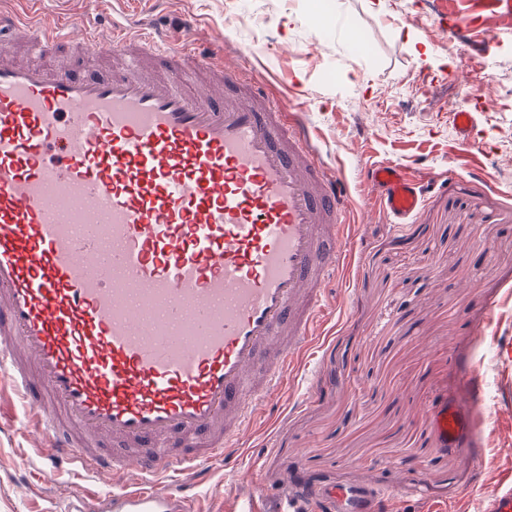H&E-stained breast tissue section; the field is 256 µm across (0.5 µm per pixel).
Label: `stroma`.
<instances>
[{
  "label": "stroma",
  "instance_id": "35a3bbf8",
  "mask_svg": "<svg viewBox=\"0 0 512 512\" xmlns=\"http://www.w3.org/2000/svg\"><path fill=\"white\" fill-rule=\"evenodd\" d=\"M125 8L175 31L195 25L244 78L302 109L324 165L344 180L355 233L336 312L295 386L181 512H275L294 490L364 480L388 492L374 512H483L512 478V14L491 15L489 0ZM453 105L473 114L469 140ZM380 162L438 177L400 230L367 206L364 172ZM472 393L461 440L426 430V412ZM25 418L1 391L0 512H65L67 492L93 481L47 467Z\"/></svg>",
  "mask_w": 512,
  "mask_h": 512
}]
</instances>
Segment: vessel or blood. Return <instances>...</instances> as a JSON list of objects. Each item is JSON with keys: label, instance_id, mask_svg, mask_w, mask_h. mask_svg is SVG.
I'll list each match as a JSON object with an SVG mask.
<instances>
[{"label": "vessel or blood", "instance_id": "1", "mask_svg": "<svg viewBox=\"0 0 512 512\" xmlns=\"http://www.w3.org/2000/svg\"><path fill=\"white\" fill-rule=\"evenodd\" d=\"M0 374L50 460L104 491L71 512H167L242 445L319 334L350 262L348 195L298 113L223 57L141 24L113 31L119 70L58 66L104 47L85 17L0 0ZM200 79L182 85L178 75ZM391 224L431 174L365 175ZM442 439L459 408L425 421ZM385 489L327 486L324 512H372ZM486 512H512V481Z\"/></svg>", "mask_w": 512, "mask_h": 512}]
</instances>
